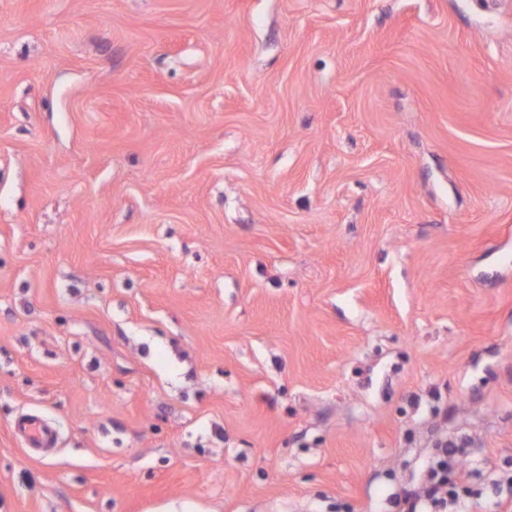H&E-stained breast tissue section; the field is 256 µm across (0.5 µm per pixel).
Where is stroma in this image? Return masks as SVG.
<instances>
[{"instance_id": "stroma-1", "label": "stroma", "mask_w": 512, "mask_h": 512, "mask_svg": "<svg viewBox=\"0 0 512 512\" xmlns=\"http://www.w3.org/2000/svg\"><path fill=\"white\" fill-rule=\"evenodd\" d=\"M447 443L495 512L512 0H0V512H403ZM17 428L30 447L50 448L56 442V427L37 417H29L18 422Z\"/></svg>"}]
</instances>
